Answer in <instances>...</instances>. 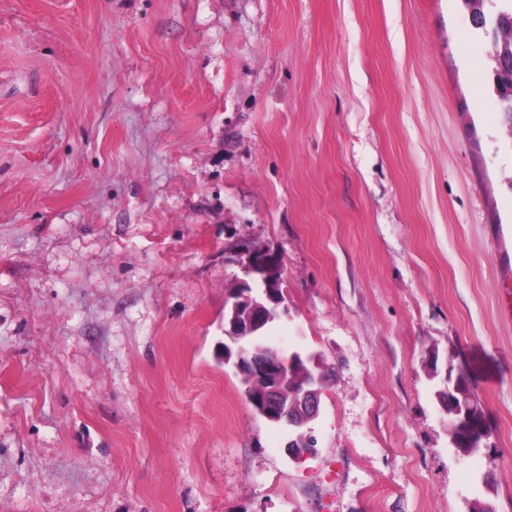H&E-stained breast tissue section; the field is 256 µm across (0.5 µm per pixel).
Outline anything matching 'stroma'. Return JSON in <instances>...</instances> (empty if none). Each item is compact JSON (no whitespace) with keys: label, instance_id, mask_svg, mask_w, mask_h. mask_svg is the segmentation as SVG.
I'll list each match as a JSON object with an SVG mask.
<instances>
[{"label":"stroma","instance_id":"stroma-1","mask_svg":"<svg viewBox=\"0 0 512 512\" xmlns=\"http://www.w3.org/2000/svg\"><path fill=\"white\" fill-rule=\"evenodd\" d=\"M490 43L464 0H0V512H512ZM242 245L334 369L300 460L224 362ZM462 400L456 408V422L455 429L469 438V443L479 444L480 442L484 447H491L489 443L490 433L485 428L484 421L476 414L473 413V403Z\"/></svg>","mask_w":512,"mask_h":512}]
</instances>
